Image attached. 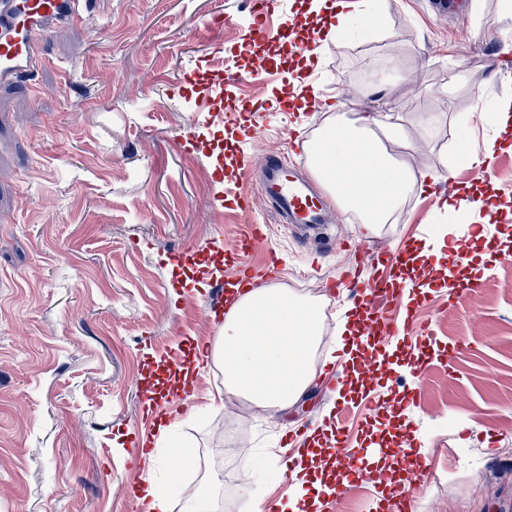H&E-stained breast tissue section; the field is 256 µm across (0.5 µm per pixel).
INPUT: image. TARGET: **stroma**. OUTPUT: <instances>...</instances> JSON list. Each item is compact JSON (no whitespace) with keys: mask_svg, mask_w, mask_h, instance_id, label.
Listing matches in <instances>:
<instances>
[{"mask_svg":"<svg viewBox=\"0 0 512 512\" xmlns=\"http://www.w3.org/2000/svg\"><path fill=\"white\" fill-rule=\"evenodd\" d=\"M383 2L388 32L321 46L304 68L315 112L272 103L294 46L257 41L239 55L253 23L247 0H88L78 24L43 40L41 95L20 83L0 88V512H132L148 482L165 489L171 512H187L190 489L213 512H250L255 496L281 501L291 480L280 436L322 413V375L280 412L225 391L223 371L202 366L191 409L166 419L174 444L152 447L145 468L132 445L144 396L163 382L161 402L173 404L188 351L219 337L204 305L236 276L230 248L248 225L264 233L244 260L256 271L251 286L265 287L259 272L272 262L275 287L320 305V362L360 293L332 286L355 247L416 241L417 226L441 214V190L501 202L494 224L464 243L460 273L481 278L485 291L449 297L444 257L403 272L413 295L391 316L414 327L388 348L401 369H379L380 403L348 428L356 444H383L388 429L421 452L409 512H512V184L472 176L448 155L459 117L512 103V17L500 16L498 0H479L476 16L457 22L434 0ZM257 58L265 75L211 97L212 74ZM333 97L348 114L403 116L408 142L391 153L438 175L377 236L355 219L279 223L255 178L237 168L258 148L301 162ZM234 108L248 109L257 141L213 120ZM428 113L443 122L424 139L415 122ZM239 196L253 200L250 213L234 206ZM412 391L422 400L405 406ZM384 480L378 465L366 466L335 512L356 500L371 512Z\"/></svg>","mask_w":512,"mask_h":512,"instance_id":"1","label":"stroma"}]
</instances>
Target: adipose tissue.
I'll return each instance as SVG.
<instances>
[{
    "label": "adipose tissue",
    "instance_id": "ef3b65f1",
    "mask_svg": "<svg viewBox=\"0 0 512 512\" xmlns=\"http://www.w3.org/2000/svg\"><path fill=\"white\" fill-rule=\"evenodd\" d=\"M327 40H365L387 28L380 0H351L336 11ZM402 127L390 116L339 113L307 144L312 169L336 202L358 213L367 235L382 233L408 196L427 190L435 173H419L390 153ZM321 336L319 307L279 288L240 293L208 353L223 365L227 387L285 410L315 376L310 351Z\"/></svg>",
    "mask_w": 512,
    "mask_h": 512
}]
</instances>
